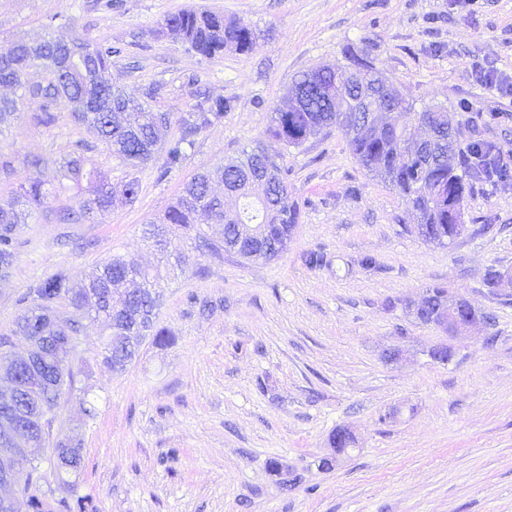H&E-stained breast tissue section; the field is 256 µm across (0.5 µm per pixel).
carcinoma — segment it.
I'll return each instance as SVG.
<instances>
[{"instance_id": "1", "label": "carcinoma", "mask_w": 512, "mask_h": 512, "mask_svg": "<svg viewBox=\"0 0 512 512\" xmlns=\"http://www.w3.org/2000/svg\"><path fill=\"white\" fill-rule=\"evenodd\" d=\"M158 36L172 35L205 57H215L232 49L248 52L255 40L253 27L240 20L224 18L210 11L184 10L171 13L158 23ZM122 48L112 44L93 43L74 38L68 42L56 39L26 40L18 38L0 49V86L21 90L17 97L0 95V125L13 119L25 104L40 102L34 120L42 125L54 121V109L63 106L73 120L86 126L98 138L112 147V152L125 164L138 167L152 157L167 127L168 117L152 112L122 94L112 91L110 69L112 58ZM345 65H334L324 79L325 85L337 90L338 104L329 105L309 95L304 78L293 85L301 95L299 108L274 109L270 136L286 146H299L309 138L335 125H342L351 135V145L358 161L368 171L388 182L400 194L408 197L418 217L421 237L429 241L453 242L460 238L465 221L459 219L464 211L466 195L473 182L493 179H512V168L498 165L489 171L486 162L496 152V146L473 133L467 150L459 153V167L449 162L454 151L457 128L448 127L450 112H435L427 107L412 112V103L398 94L397 117L385 116L387 124L361 127L358 110L362 101L347 88L346 76L352 64L361 66L359 75L365 87L371 89L376 66L369 54L344 50ZM37 67L44 73L40 81L28 78L29 70ZM232 108L231 101L213 99L199 105L198 113L184 120V134L170 143L167 162L179 165L191 145L189 136L198 128L220 118ZM434 125L436 129L422 139V150L414 148L415 129ZM237 171L225 174L222 167L213 172L198 173L184 186L182 193L164 216V223L177 230H187L204 216L212 224L224 226L223 239L214 241L200 235L199 245L217 252L224 246L242 243L238 256L248 262L277 258L299 223L300 212L290 200L286 184L287 171L276 163L267 149L259 148L232 161ZM61 177L66 184L84 193L79 210L63 215L62 220L80 223L87 215L107 211L113 202L112 185L88 160L81 157L64 158L60 162ZM229 179L227 195L243 201L242 207L229 210L224 197L213 191V181ZM269 184L272 198L262 205L250 201L253 187ZM50 192L39 184L20 186L15 206L0 208V274L9 273L14 259V232L25 223L32 211L43 206ZM33 305L17 317L13 333L16 336H45V365L43 373L34 377L35 398L32 402L33 447L45 448L50 419L58 407L65 389L72 386L73 370L69 360L70 347L64 337L76 335L81 328L78 319L61 321L55 315L56 305L67 301L82 317H101L110 333L105 344L104 362L114 371H122L139 355L145 338L155 345L168 342L166 331L156 324L160 294L153 289L147 274L120 257L109 259L100 273L89 283L72 286L62 273L43 279L33 291ZM452 294L443 287L430 289L418 314L420 322L428 324L448 309ZM147 331L134 341L128 351V337L138 335L139 325ZM51 452L55 458L60 489L68 491V477L78 472L83 463L81 443L68 437L55 441ZM19 474V491L28 496L32 512H96L92 502L80 498L72 503L62 497L50 503L37 495L40 476L32 459H23Z\"/></svg>"}]
</instances>
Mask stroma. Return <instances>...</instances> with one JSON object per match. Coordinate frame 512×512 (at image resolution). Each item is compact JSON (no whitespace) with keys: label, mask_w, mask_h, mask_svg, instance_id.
Masks as SVG:
<instances>
[{"label":"stroma","mask_w":512,"mask_h":512,"mask_svg":"<svg viewBox=\"0 0 512 512\" xmlns=\"http://www.w3.org/2000/svg\"><path fill=\"white\" fill-rule=\"evenodd\" d=\"M193 6L239 18L259 32L252 50L206 58L153 31ZM52 33L120 45L112 88L166 113L165 141L132 168L59 109L36 124L37 104L0 126V207L19 184L57 187L61 157L79 154L135 199L80 224L75 191L50 197L15 232V263L0 279V336L44 278H88L119 256L158 278L157 324L169 341L147 344L125 370L102 361L106 331L83 321L70 360L75 382L56 409L51 437L78 439L83 465L72 498L97 512H512V292L492 291L489 269L512 270V181L475 183L469 232L450 246L425 242L406 200L356 159L346 131L298 147L268 134L272 111L303 72L367 50L381 75L416 107L442 106L465 148L478 113L501 119L486 135L512 160V96L478 81L482 65L512 74V0L471 11L457 0H0V48ZM443 52H435V45ZM230 100L200 130L184 161L166 164L182 120L208 99ZM266 146L288 170L301 211L279 257L246 262L197 248L181 231L166 266L146 228L184 183L242 150ZM42 165L33 166V157ZM318 252L322 266L305 264ZM373 256L376 269L361 266ZM435 285L493 314L484 336L449 335L407 315ZM398 345L404 356L385 360ZM438 345L448 362L433 360ZM352 450L331 469L337 428Z\"/></svg>","instance_id":"35a3bbf8"}]
</instances>
